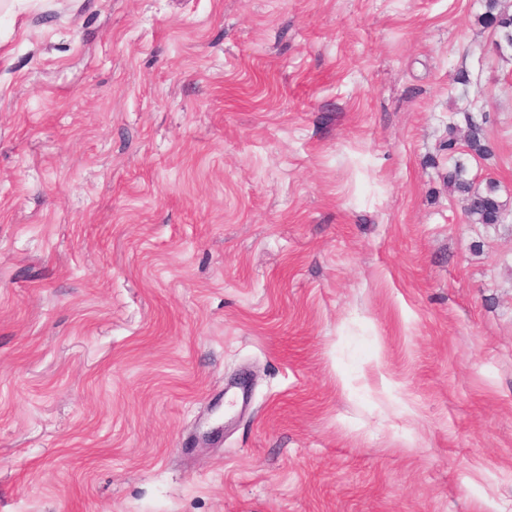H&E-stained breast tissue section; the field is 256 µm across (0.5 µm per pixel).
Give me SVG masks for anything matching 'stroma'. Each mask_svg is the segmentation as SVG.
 <instances>
[{
	"mask_svg": "<svg viewBox=\"0 0 512 512\" xmlns=\"http://www.w3.org/2000/svg\"><path fill=\"white\" fill-rule=\"evenodd\" d=\"M484 11L0 0V512H512ZM469 132L466 143L469 150L480 157L489 156L493 153L491 144L487 141L481 124L475 122L472 118L467 119ZM448 190L464 201V211L471 223L498 224L496 213L505 210L506 203L500 200L496 182L488 181L483 189L475 190L464 163L456 161L448 172Z\"/></svg>",
	"mask_w": 512,
	"mask_h": 512,
	"instance_id": "35a3bbf8",
	"label": "stroma"
}]
</instances>
